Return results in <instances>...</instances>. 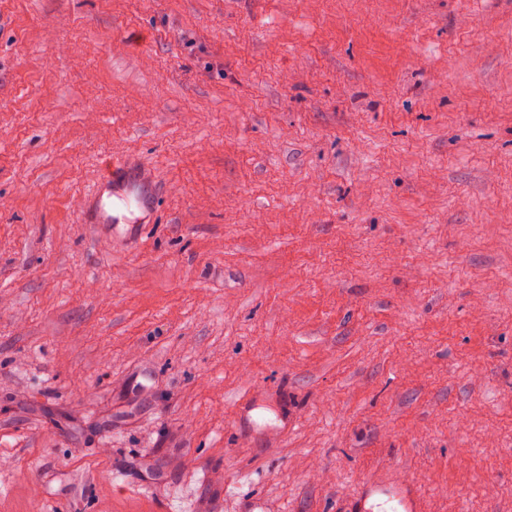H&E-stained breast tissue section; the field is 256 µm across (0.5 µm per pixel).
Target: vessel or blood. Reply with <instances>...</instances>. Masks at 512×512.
Masks as SVG:
<instances>
[{"instance_id":"b4317fda","label":"vessel or blood","mask_w":512,"mask_h":512,"mask_svg":"<svg viewBox=\"0 0 512 512\" xmlns=\"http://www.w3.org/2000/svg\"><path fill=\"white\" fill-rule=\"evenodd\" d=\"M151 179V172L136 168L133 160H114L104 169L91 194L83 199L80 210L96 224H113L119 220L126 224L135 223L136 212L149 206L140 189ZM376 494L385 496L392 512H421V497L410 485L383 483L365 485L350 503L349 512H371L367 501Z\"/></svg>"}]
</instances>
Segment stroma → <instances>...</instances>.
Instances as JSON below:
<instances>
[{
	"label": "stroma",
	"mask_w": 512,
	"mask_h": 512,
	"mask_svg": "<svg viewBox=\"0 0 512 512\" xmlns=\"http://www.w3.org/2000/svg\"><path fill=\"white\" fill-rule=\"evenodd\" d=\"M1 458L0 512H512V0H0ZM135 162L130 159L112 160L104 169L100 180L95 184L91 194L82 200L80 212L94 224H121L114 211L125 212L122 224H136L140 218L135 217L139 210H146L148 203L146 195L135 191L136 186L143 188L153 177L148 169H136ZM380 494L387 497H379L377 500H383L377 504H391L390 508L394 512H421V497L419 493L408 484H395L389 486L383 483H369L364 486L361 493L349 505L350 512H374L373 506L367 508L366 504L370 497Z\"/></svg>",
	"instance_id": "obj_1"
}]
</instances>
